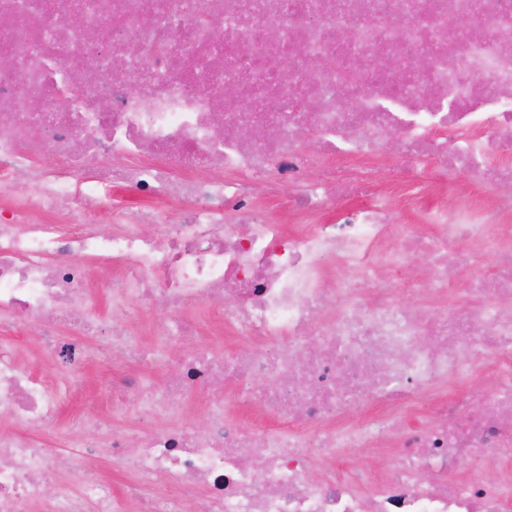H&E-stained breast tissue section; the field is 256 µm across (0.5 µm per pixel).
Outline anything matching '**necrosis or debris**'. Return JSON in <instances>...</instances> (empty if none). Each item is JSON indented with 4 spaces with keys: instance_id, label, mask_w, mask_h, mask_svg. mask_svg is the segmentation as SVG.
<instances>
[{
    "instance_id": "1",
    "label": "necrosis or debris",
    "mask_w": 512,
    "mask_h": 512,
    "mask_svg": "<svg viewBox=\"0 0 512 512\" xmlns=\"http://www.w3.org/2000/svg\"><path fill=\"white\" fill-rule=\"evenodd\" d=\"M86 2L0 0V512L46 496L51 512H195L203 494L208 512H507L512 469L491 482L483 464L512 461V0H95L102 44L68 23ZM217 13L218 38L199 24ZM452 28L468 33L453 54ZM228 80L248 98L219 130ZM464 185L487 202L455 200ZM475 247L498 271L449 304ZM392 273L400 288L380 287ZM215 301L211 329L239 350L196 341L188 313ZM143 318L158 345L132 332ZM26 333L43 371L12 340ZM175 341L190 349L173 359ZM115 352L131 368L109 408L141 430L80 413L64 440L83 468L103 451L131 476L120 494L56 479L33 436ZM481 370L496 386L476 395ZM192 392L208 433L185 421ZM246 405L257 425L228 424ZM363 448L401 464L375 475Z\"/></svg>"
}]
</instances>
